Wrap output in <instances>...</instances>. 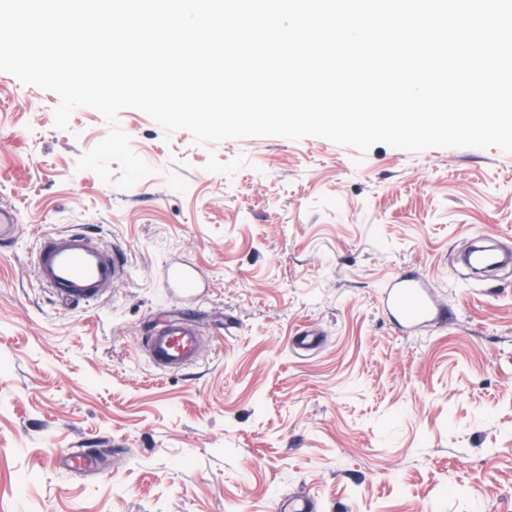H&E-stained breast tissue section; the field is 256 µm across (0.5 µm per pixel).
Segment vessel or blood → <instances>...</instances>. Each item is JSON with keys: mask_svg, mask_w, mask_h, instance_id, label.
I'll use <instances>...</instances> for the list:
<instances>
[{"mask_svg": "<svg viewBox=\"0 0 512 512\" xmlns=\"http://www.w3.org/2000/svg\"><path fill=\"white\" fill-rule=\"evenodd\" d=\"M19 235V217L13 206L0 203V246L14 245ZM36 281L63 303L90 305L124 280L128 260L119 246L107 247L84 230L73 229L42 236L32 255ZM166 283L172 293L186 295L199 288L192 264L168 266ZM385 309L406 331L412 332L439 316L431 282L414 272L391 277ZM203 333L194 321L175 317L143 337L141 347L153 367L178 371L198 364ZM276 512H318L307 493L291 494L278 503Z\"/></svg>", "mask_w": 512, "mask_h": 512, "instance_id": "1", "label": "vessel or blood"}]
</instances>
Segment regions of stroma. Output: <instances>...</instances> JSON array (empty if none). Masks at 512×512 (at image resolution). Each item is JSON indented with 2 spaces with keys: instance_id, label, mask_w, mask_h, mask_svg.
Wrapping results in <instances>:
<instances>
[{
  "instance_id": "obj_1",
  "label": "stroma",
  "mask_w": 512,
  "mask_h": 512,
  "mask_svg": "<svg viewBox=\"0 0 512 512\" xmlns=\"http://www.w3.org/2000/svg\"><path fill=\"white\" fill-rule=\"evenodd\" d=\"M0 72V201L22 225L0 250V512H512V267L460 264L480 235L512 248V153H367L321 137L195 144L137 109L119 123L153 172L128 190L81 170L109 132ZM80 228L126 252L96 304L34 278L38 235ZM206 283L169 297L163 262ZM416 270L447 321L405 334L381 307ZM195 318L203 356L156 371L140 341ZM321 333L294 349L298 330ZM96 442L89 467L68 454ZM277 512H317L316 501L307 493L289 494L277 504Z\"/></svg>"
}]
</instances>
